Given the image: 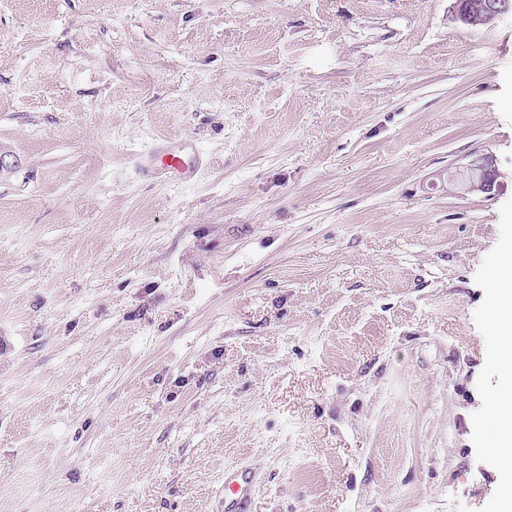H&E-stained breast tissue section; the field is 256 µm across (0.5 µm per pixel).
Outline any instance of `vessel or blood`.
Listing matches in <instances>:
<instances>
[{"mask_svg":"<svg viewBox=\"0 0 512 512\" xmlns=\"http://www.w3.org/2000/svg\"><path fill=\"white\" fill-rule=\"evenodd\" d=\"M203 162L191 141L164 138L140 156L139 169L170 183H186L196 178ZM261 478L251 466H235L224 471V512H251Z\"/></svg>","mask_w":512,"mask_h":512,"instance_id":"obj_1","label":"vessel or blood"}]
</instances>
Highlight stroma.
<instances>
[{
	"label": "stroma",
	"instance_id": "1",
	"mask_svg": "<svg viewBox=\"0 0 512 512\" xmlns=\"http://www.w3.org/2000/svg\"><path fill=\"white\" fill-rule=\"evenodd\" d=\"M451 4L0 0V512L243 463L253 512H496L512 14ZM163 136L209 166L145 181ZM467 3H469L468 6H466ZM471 5L479 10L485 22L490 25H493L504 15L512 12V2L510 0H455L452 6L455 18L460 21H465ZM480 15L477 13L472 14L465 24L470 26H485ZM469 166L471 170L478 172L480 175V183L476 186L477 189L484 193H492L496 186L497 176L492 159L490 157H483ZM476 172L472 173L469 179L470 184L478 179Z\"/></svg>",
	"mask_w": 512,
	"mask_h": 512
}]
</instances>
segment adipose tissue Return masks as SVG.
<instances>
[{"label":"adipose tissue","instance_id":"ef3b65f1","mask_svg":"<svg viewBox=\"0 0 512 512\" xmlns=\"http://www.w3.org/2000/svg\"><path fill=\"white\" fill-rule=\"evenodd\" d=\"M492 277L496 292L491 311L502 317L494 351V361L501 373V386L487 405L488 415L498 423L497 434L487 451L509 476L499 512H512V263H496Z\"/></svg>","mask_w":512,"mask_h":512}]
</instances>
